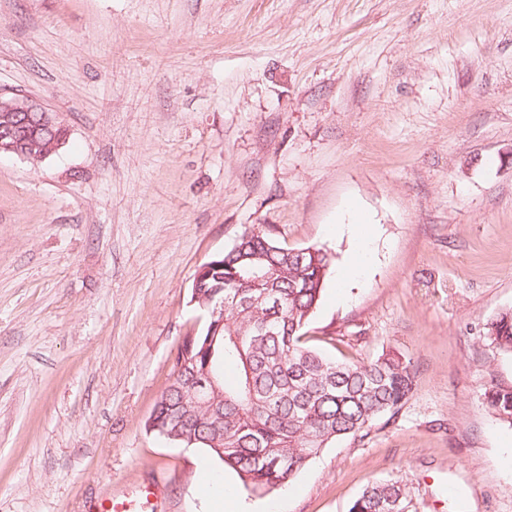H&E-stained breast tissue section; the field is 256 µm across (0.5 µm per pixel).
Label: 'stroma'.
<instances>
[{
	"label": "stroma",
	"instance_id": "1",
	"mask_svg": "<svg viewBox=\"0 0 512 512\" xmlns=\"http://www.w3.org/2000/svg\"><path fill=\"white\" fill-rule=\"evenodd\" d=\"M0 94L67 143L0 156V512H85L162 484L165 512H512V387L483 338L512 307V0H0ZM373 226L363 275L349 205ZM335 256L306 328L327 356L399 352V414L248 492L146 429L197 269L247 227ZM216 480L203 491L198 463ZM483 400L497 418L512 423V387L490 385L484 391ZM405 488L396 480L368 483L349 512H404Z\"/></svg>",
	"mask_w": 512,
	"mask_h": 512
}]
</instances>
